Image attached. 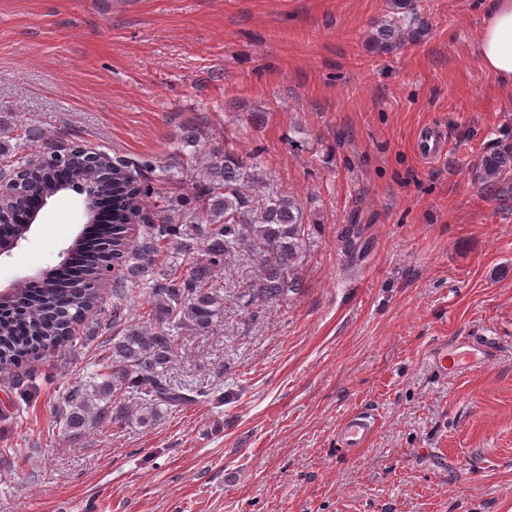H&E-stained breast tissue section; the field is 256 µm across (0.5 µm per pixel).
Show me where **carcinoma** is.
<instances>
[{
	"mask_svg": "<svg viewBox=\"0 0 512 512\" xmlns=\"http://www.w3.org/2000/svg\"><path fill=\"white\" fill-rule=\"evenodd\" d=\"M391 9V19L369 34L372 47L381 53L415 41L423 29L420 0H391ZM181 140L182 149L165 166L107 154L103 167L75 175L112 196L110 234L75 242L79 271L72 272L69 263L52 271L49 287L18 290L10 307L19 315L0 318V363L39 347L81 348L92 334L69 336L66 328L95 313L92 285L109 264L118 266L112 280V360L100 363L89 381L68 387L61 419L72 429L109 416L112 424L122 425L127 412L121 400L128 393L141 400L144 421L155 418L162 407L195 401L192 389L172 383L168 364L182 331L207 332L221 317L224 297L215 276L227 259L245 252L258 261L255 279L240 293L246 307L256 300L271 303L301 288L300 250L307 224L295 199L271 192L256 201L249 188L262 182L258 163L227 142L222 154L192 179H179L177 174L197 166L194 127L184 128ZM54 167L49 161L27 171L26 179L49 191ZM152 199L161 221L131 235L126 216L147 213ZM174 250L190 260L184 275L172 259ZM135 294L144 297L146 310L137 317L123 315L124 302Z\"/></svg>",
	"mask_w": 512,
	"mask_h": 512,
	"instance_id": "1",
	"label": "carcinoma"
}]
</instances>
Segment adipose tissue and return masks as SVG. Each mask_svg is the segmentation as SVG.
Here are the masks:
<instances>
[{"label": "adipose tissue", "instance_id": "adipose-tissue-1", "mask_svg": "<svg viewBox=\"0 0 512 512\" xmlns=\"http://www.w3.org/2000/svg\"><path fill=\"white\" fill-rule=\"evenodd\" d=\"M481 66L507 84L512 83V0H493L476 48Z\"/></svg>", "mask_w": 512, "mask_h": 512}]
</instances>
